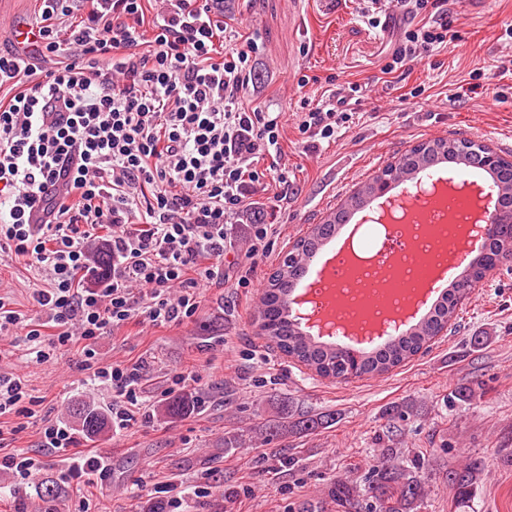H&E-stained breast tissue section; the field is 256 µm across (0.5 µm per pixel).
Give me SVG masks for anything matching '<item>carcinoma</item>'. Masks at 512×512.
Here are the masks:
<instances>
[{"label": "carcinoma", "instance_id": "obj_1", "mask_svg": "<svg viewBox=\"0 0 512 512\" xmlns=\"http://www.w3.org/2000/svg\"><path fill=\"white\" fill-rule=\"evenodd\" d=\"M490 154L488 146L474 140L437 139L415 145L379 170L347 201L330 211L321 223L312 225L305 235L296 239L270 274L255 312L261 334L317 375L340 380L382 376L428 347L458 318L459 305L485 279L487 272L499 264L512 262V159L500 156L497 161L489 162ZM447 164L488 172L497 188L498 206L492 215L490 241L469 262L464 273L451 283L419 324L376 349L356 355L337 343L314 340L305 334L290 312L289 298L307 262L336 236L340 226L350 223L357 210L367 206L381 186L413 178L423 169H437ZM90 270L96 283L109 279L112 272L109 244L103 242L94 247ZM200 407L201 396L185 390L165 403L163 413L168 419H181ZM411 412L412 408L407 405L390 409L386 433H395V424L405 421ZM69 413L83 437L105 440L111 436L109 414L102 406L76 400L69 404ZM334 420L331 413L304 411L285 397L278 404L275 418L259 422L246 431L226 434L224 452L241 447L246 439L260 445L275 443L277 464L291 470L296 459L288 455V437L313 433ZM420 468V459L406 464L400 459L399 449L381 448L375 463L361 480L333 477L325 484L323 495L344 512H417L427 495ZM482 472L483 465L471 458L461 460L448 471L457 507L466 506L474 497ZM39 493L38 508L42 512H59L63 492L54 482H42Z\"/></svg>", "mask_w": 512, "mask_h": 512}]
</instances>
